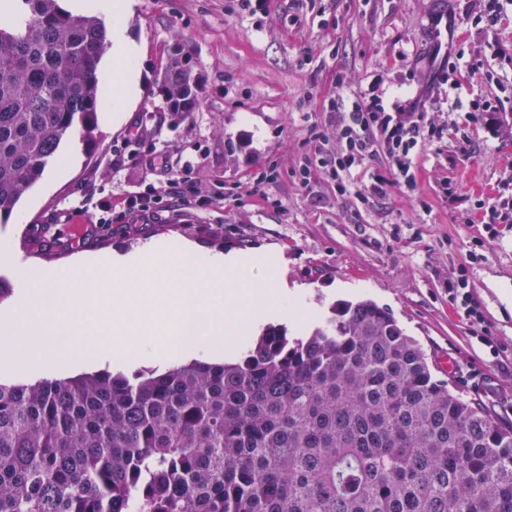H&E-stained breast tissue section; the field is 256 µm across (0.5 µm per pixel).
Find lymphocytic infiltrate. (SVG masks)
Here are the masks:
<instances>
[{
	"instance_id": "f902f5d3",
	"label": "lymphocytic infiltrate",
	"mask_w": 512,
	"mask_h": 512,
	"mask_svg": "<svg viewBox=\"0 0 512 512\" xmlns=\"http://www.w3.org/2000/svg\"><path fill=\"white\" fill-rule=\"evenodd\" d=\"M421 99L417 93L387 103L370 89L349 101L337 97L340 133L331 175L339 191H347L357 168L380 159L387 163L390 176L379 180L375 193L386 195L391 184L416 188L413 155L444 138L443 130L431 125L427 113L422 112ZM214 202V197L200 194L187 172L182 171L169 179L166 189L152 187L127 196L122 214L159 217L177 205L203 210Z\"/></svg>"
}]
</instances>
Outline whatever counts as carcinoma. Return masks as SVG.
I'll return each mask as SVG.
<instances>
[{
  "label": "carcinoma",
  "instance_id": "obj_1",
  "mask_svg": "<svg viewBox=\"0 0 512 512\" xmlns=\"http://www.w3.org/2000/svg\"><path fill=\"white\" fill-rule=\"evenodd\" d=\"M0 16V218L73 134L95 143L105 22L58 0ZM157 86L191 112L192 56ZM0 512H512V423L448 389L370 300L230 363L0 383Z\"/></svg>",
  "mask_w": 512,
  "mask_h": 512
}]
</instances>
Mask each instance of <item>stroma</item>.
Instances as JSON below:
<instances>
[{
    "label": "stroma",
    "instance_id": "obj_1",
    "mask_svg": "<svg viewBox=\"0 0 512 512\" xmlns=\"http://www.w3.org/2000/svg\"><path fill=\"white\" fill-rule=\"evenodd\" d=\"M447 9L457 48L486 66L458 67L462 107L447 86L435 89L428 117L444 139L415 155L418 189L376 196L374 165L338 194L314 155L318 135L336 149L333 101L372 84L390 98L426 84L432 19ZM129 26L145 47L135 110L122 124L100 123L94 146L77 135L64 142L67 176L50 186L37 181L14 216L0 221V242H10L21 262L57 268L82 253L134 250L158 237L215 251L274 250L285 281L300 286L320 318L340 302L388 309L451 391L489 401L512 422V223L493 236L482 226L484 207L512 181V6L486 29L469 0H262L253 18L234 0H134ZM493 43L502 51L495 60ZM175 44L191 53L200 90L195 110L173 118L155 78ZM474 99L498 103L495 127L472 122L466 104ZM461 128L472 139L466 153L454 146ZM155 151L165 168L150 166ZM186 166L203 193L223 194V204L99 224V204L120 212L126 194L166 184ZM269 169L274 180L252 192L255 176ZM81 199L87 206L77 216ZM474 250L480 260L471 259ZM462 274L488 337L448 298ZM445 359L453 369L442 368Z\"/></svg>",
    "mask_w": 512,
    "mask_h": 512
}]
</instances>
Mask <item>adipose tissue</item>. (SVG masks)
I'll return each instance as SVG.
<instances>
[{
  "label": "adipose tissue",
  "instance_id": "adipose-tissue-1",
  "mask_svg": "<svg viewBox=\"0 0 512 512\" xmlns=\"http://www.w3.org/2000/svg\"><path fill=\"white\" fill-rule=\"evenodd\" d=\"M132 0H70L73 12L90 9L111 23L112 64L102 79L101 96L108 107L104 121L121 123L138 103L143 82L142 54L127 23Z\"/></svg>",
  "mask_w": 512,
  "mask_h": 512
}]
</instances>
